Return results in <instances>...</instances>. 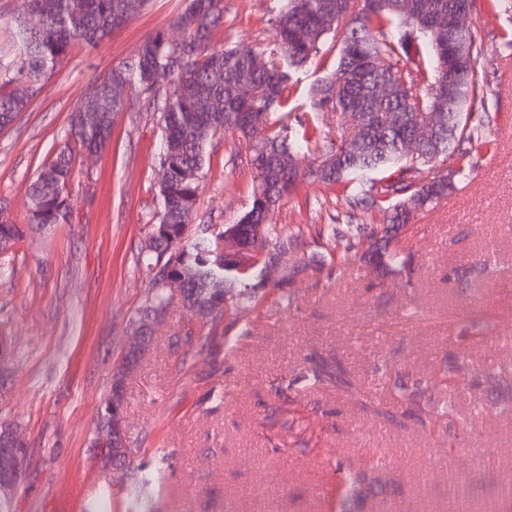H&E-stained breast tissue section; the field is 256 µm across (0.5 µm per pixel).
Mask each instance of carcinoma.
Instances as JSON below:
<instances>
[{
	"instance_id": "carcinoma-1",
	"label": "carcinoma",
	"mask_w": 512,
	"mask_h": 512,
	"mask_svg": "<svg viewBox=\"0 0 512 512\" xmlns=\"http://www.w3.org/2000/svg\"><path fill=\"white\" fill-rule=\"evenodd\" d=\"M47 2L50 9L43 12L41 0H23L22 14L16 16L9 31L6 50L12 59L0 61L1 130L27 111L32 97L61 59L76 47L85 52L95 49L126 23L128 15L142 12L149 0ZM323 2L286 0L270 19L275 47L263 55L264 65L256 70L252 66L255 50L219 46L214 41L224 25L223 0H185L183 11L176 17L177 24L185 28L180 41H171L164 30L148 35L138 59L112 68L72 110L63 143L31 186L26 223L40 227L69 223L70 185L76 164L89 154L102 153L112 136L113 118L126 109V103H109L101 96L102 87L118 73L138 98L150 103L163 100L159 166H169V174L157 184L159 209L139 253V265L150 274L160 263L173 265L171 274L183 278L182 301L191 315H208L219 309L226 294L232 295V306L258 303L263 286L251 278L256 270L263 269L259 260L242 269L213 262L211 253L224 231L187 239L176 255L166 253L167 243L183 235V220L199 208L208 148L216 138L232 131L252 142L247 164L258 178L251 204L233 225L234 230L243 243L259 237L275 252L304 244L302 225L272 227L263 222V212L296 193L299 175L288 169L289 160L295 151L309 150L322 140L321 132L306 126L296 134L284 125L271 123L270 115L285 107L286 92L295 75L321 57L323 46L331 40L338 50L337 71L353 68L359 80L338 85L329 79L318 81L312 88L318 109L345 113L353 96L381 81L391 84V99L366 113L368 119L357 123V136L327 143L325 159L310 170L306 181L351 190L346 202L353 209L371 208L394 195L399 199L393 205L390 223L372 224L363 231L365 247L361 249L353 239H343L335 224H311L308 232L315 233V244L330 257H340L346 266L370 264L384 275H410V258L398 239L410 221L405 203L415 198L422 208L453 187L443 169L420 183L415 174L442 160L455 166L456 175H463L465 166L457 163L458 156L464 144L479 138L483 127V120H475L474 113L487 96L477 79V67L485 57L483 37L473 22L465 32L454 23L459 12L472 15L474 0H384L376 10L371 9L369 0H342L340 11L328 24L323 18ZM398 27L404 28L400 36L392 32ZM303 30L312 34L313 42L299 40ZM461 40L466 41L467 52L459 58L454 47ZM245 76L253 89L248 100L237 94ZM166 83L171 91L162 98L160 90ZM92 108L108 115L103 133L81 120L82 112ZM426 119L437 125L440 136L450 143L442 147L439 141H431L415 154L405 153L404 143L416 135L419 122ZM22 237L20 226L0 211V246ZM168 304V289L153 280L139 316ZM305 362V378L313 386L334 385L349 392L361 411L380 414L379 398L367 394L341 362L329 363L313 356ZM395 387L415 412L426 411L421 391L409 390L400 378ZM114 394L113 385L98 414L99 428L104 431L112 429ZM337 471L340 493L336 512H352L368 497L377 478L361 467L340 464Z\"/></svg>"
}]
</instances>
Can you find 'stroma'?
Returning a JSON list of instances; mask_svg holds the SVG:
<instances>
[{
    "instance_id": "stroma-1",
    "label": "stroma",
    "mask_w": 512,
    "mask_h": 512,
    "mask_svg": "<svg viewBox=\"0 0 512 512\" xmlns=\"http://www.w3.org/2000/svg\"><path fill=\"white\" fill-rule=\"evenodd\" d=\"M282 0H224L227 45L273 46ZM182 0H152L89 53L74 51L16 122L0 131V210L24 224L29 188L64 138L68 118L95 80L133 57L151 33L171 28ZM485 37L477 78L489 123L464 159L467 180L420 211L402 245L403 280L338 263L309 265L313 243L287 256L289 277L267 285L256 307L233 313L227 332L190 318L173 299L149 354L128 377L126 412L137 453L131 475L110 477L91 440L150 277L138 254L158 202V110L119 113L107 149L85 159L71 186L69 223L26 227L0 253V424L28 442L11 512H126L139 477L155 512H332L337 461L384 460L375 512H502L512 486V404L482 378L443 379L447 356L512 380V88L503 81L512 18L501 0H476ZM336 51L308 65L283 111L291 127L347 135L341 113L316 109L310 88L333 73ZM250 145L215 141L202 180L200 224H232L257 182ZM337 190L302 184L270 224H381L385 205L347 216ZM339 358L382 412L364 414L302 375L306 355ZM430 378V413L417 418L389 378ZM111 484L104 500L100 488Z\"/></svg>"
}]
</instances>
